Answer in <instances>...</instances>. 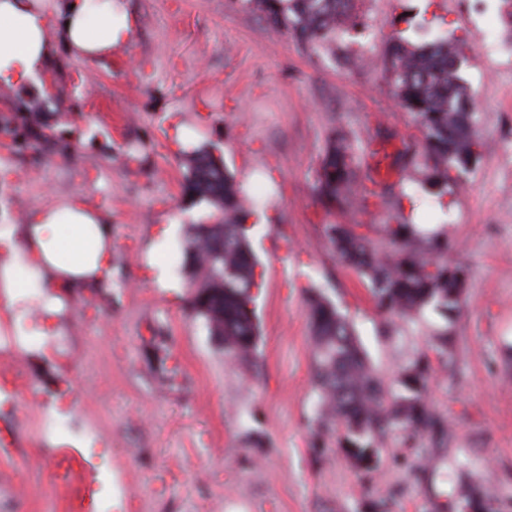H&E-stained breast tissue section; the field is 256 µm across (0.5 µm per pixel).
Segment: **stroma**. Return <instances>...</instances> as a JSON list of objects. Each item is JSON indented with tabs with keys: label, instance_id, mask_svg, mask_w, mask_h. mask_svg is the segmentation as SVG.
<instances>
[{
	"label": "stroma",
	"instance_id": "1",
	"mask_svg": "<svg viewBox=\"0 0 512 512\" xmlns=\"http://www.w3.org/2000/svg\"><path fill=\"white\" fill-rule=\"evenodd\" d=\"M124 4V49L95 63L58 49L45 80L0 91V123L18 122L25 104L57 135L36 151L0 144V224L80 196L112 216L115 271L111 287L71 295L68 333L47 353L0 355V512H92L99 480L118 512H460L452 491L464 471L491 486L493 512H512V40L499 0H367L371 37L348 47L380 50L407 14L445 17L472 39L463 74L489 142L447 204L414 213L447 231L470 268L452 355L434 359L426 391L448 430L417 449L385 438L370 470L319 419L307 293L321 289L347 315L386 380L428 349L438 319L382 335L310 186L331 128L381 122L397 144L419 132L380 70L313 62L233 0ZM200 146L258 198L250 239L263 288L246 362L225 357L191 312L182 265H170L168 287L154 278L167 263L163 230L182 252L189 225L213 212L183 192ZM57 400L73 406L60 429L104 448L45 444L43 409ZM54 459L65 482L48 476Z\"/></svg>",
	"mask_w": 512,
	"mask_h": 512
}]
</instances>
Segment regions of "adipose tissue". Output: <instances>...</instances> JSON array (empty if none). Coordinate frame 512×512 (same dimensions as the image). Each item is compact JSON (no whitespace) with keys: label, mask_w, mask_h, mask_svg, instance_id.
Segmentation results:
<instances>
[{"label":"adipose tissue","mask_w":512,"mask_h":512,"mask_svg":"<svg viewBox=\"0 0 512 512\" xmlns=\"http://www.w3.org/2000/svg\"><path fill=\"white\" fill-rule=\"evenodd\" d=\"M131 35L121 0H0V86L44 75L59 47L97 62ZM112 275L110 219L78 197L0 225V306L22 349L38 354L64 335L69 291L111 287Z\"/></svg>","instance_id":"1"}]
</instances>
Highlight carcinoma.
I'll list each match as a JSON object with an SVG mask.
<instances>
[{
    "label": "carcinoma",
    "mask_w": 512,
    "mask_h": 512,
    "mask_svg": "<svg viewBox=\"0 0 512 512\" xmlns=\"http://www.w3.org/2000/svg\"><path fill=\"white\" fill-rule=\"evenodd\" d=\"M272 32L297 40L312 57L334 53L336 43L371 27L365 0H239ZM471 40L412 42L403 31L387 38L377 63L397 104L412 118L422 146L407 142L388 151L391 136L381 131L362 138L341 128L324 139L311 191L326 212L349 210L382 220L379 240L364 233L366 224L338 221L324 225L336 257L368 282L376 306L390 319L383 333L395 332V321L412 323L428 312L438 326L429 352L399 368L387 383L376 372L358 342L347 316L319 291L312 290L307 308L313 339V368L323 404L322 419L341 428V447L364 454L397 434L409 447L425 435L442 433L445 423L425 393L433 365L430 353L451 356L452 330L463 314L462 296L469 269L448 258V235L422 233L405 215L404 202L417 206L416 195L401 183L380 177L381 169L422 173L426 194L440 199L470 173L488 149L479 131L478 106L462 77ZM184 192L207 202L217 213L214 224L191 225L184 266L208 290L207 301L193 295L191 306L210 333L224 336V354L246 359L257 348L253 290L263 286L256 272L248 221L255 202L217 161L200 149L192 153ZM493 493L469 477L458 482L455 500L465 512H484Z\"/></svg>",
    "instance_id": "carcinoma-1"
}]
</instances>
